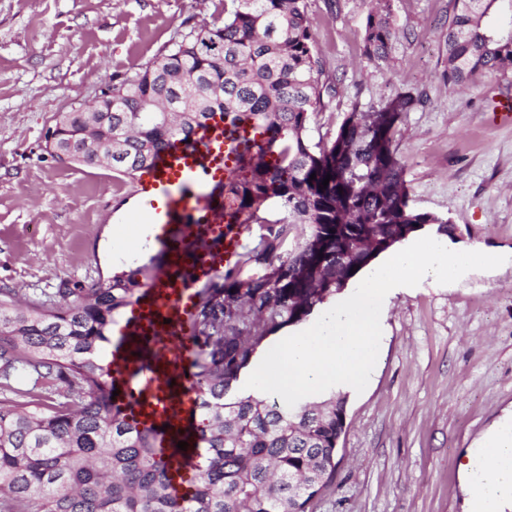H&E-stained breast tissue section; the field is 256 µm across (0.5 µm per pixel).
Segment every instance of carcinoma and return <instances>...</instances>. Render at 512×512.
Here are the masks:
<instances>
[{
  "instance_id": "1",
  "label": "carcinoma",
  "mask_w": 512,
  "mask_h": 512,
  "mask_svg": "<svg viewBox=\"0 0 512 512\" xmlns=\"http://www.w3.org/2000/svg\"><path fill=\"white\" fill-rule=\"evenodd\" d=\"M448 27V78L512 72V31L494 17L512 0H455ZM396 30L390 0L367 13L365 53L387 61ZM306 0H224L220 27L202 26L171 43L161 59L112 84V121L103 137L122 141L112 171L132 180L170 141H191L193 119L220 116L231 129L250 123L264 135L246 147L224 181L232 224H264L266 234L199 292L202 341L195 377L203 445L193 498L168 489L166 463L151 437L111 413L103 359L109 325L150 278L155 257L88 286L57 288L61 302L21 305L0 288V380L31 377L0 405V512H306L307 487L335 474L346 396L289 408L231 394L257 350L304 321L357 277L370 260L363 245L406 239L414 224L452 236L448 220L409 206L395 133L415 99L398 96L368 113L352 111L334 138L315 141L312 116L323 104ZM54 125L57 141L78 142L79 115ZM316 179H310L311 174ZM327 188H321L326 175ZM251 202H246V198ZM282 218L259 214L268 200ZM298 224L309 234L299 239ZM67 394L45 408L43 391Z\"/></svg>"
}]
</instances>
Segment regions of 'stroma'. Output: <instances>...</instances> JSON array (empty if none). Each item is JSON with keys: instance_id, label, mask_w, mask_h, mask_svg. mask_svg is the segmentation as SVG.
Listing matches in <instances>:
<instances>
[{"instance_id": "35a3bbf8", "label": "stroma", "mask_w": 512, "mask_h": 512, "mask_svg": "<svg viewBox=\"0 0 512 512\" xmlns=\"http://www.w3.org/2000/svg\"><path fill=\"white\" fill-rule=\"evenodd\" d=\"M370 0H307L324 105L312 138L412 93L395 134L410 204L448 218L457 248L504 255L500 267L441 285L394 288L372 382L349 393L339 464L307 512H464L468 448L512 414V74L448 78L455 0H391L388 61L364 53ZM224 0H0V287L58 302L145 262L118 245L121 175L65 164L45 149L58 113L221 25Z\"/></svg>"}]
</instances>
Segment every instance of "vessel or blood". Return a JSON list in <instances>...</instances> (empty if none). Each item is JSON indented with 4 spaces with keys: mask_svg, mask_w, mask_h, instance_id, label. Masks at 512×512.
I'll return each instance as SVG.
<instances>
[{
    "mask_svg": "<svg viewBox=\"0 0 512 512\" xmlns=\"http://www.w3.org/2000/svg\"><path fill=\"white\" fill-rule=\"evenodd\" d=\"M259 139L252 128L234 135L211 120L190 142L163 149L131 187L138 207L126 221L139 225V242L159 262L112 337V411L151 435L181 500L192 495L198 453L191 375L201 345L197 290L238 258L244 227L225 223L222 190L245 141ZM181 441L187 449H178Z\"/></svg>",
    "mask_w": 512,
    "mask_h": 512,
    "instance_id": "1",
    "label": "vessel or blood"
}]
</instances>
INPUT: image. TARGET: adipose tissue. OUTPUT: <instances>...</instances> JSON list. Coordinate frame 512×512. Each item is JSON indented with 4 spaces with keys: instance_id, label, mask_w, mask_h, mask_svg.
<instances>
[{
    "instance_id": "1",
    "label": "adipose tissue",
    "mask_w": 512,
    "mask_h": 512,
    "mask_svg": "<svg viewBox=\"0 0 512 512\" xmlns=\"http://www.w3.org/2000/svg\"><path fill=\"white\" fill-rule=\"evenodd\" d=\"M462 474L465 512H512V427L470 449Z\"/></svg>"
}]
</instances>
